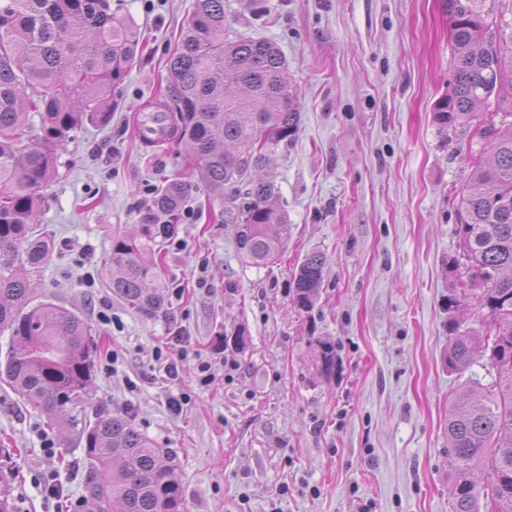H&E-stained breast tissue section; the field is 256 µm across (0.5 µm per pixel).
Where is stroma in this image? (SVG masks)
Instances as JSON below:
<instances>
[{
  "instance_id": "1",
  "label": "stroma",
  "mask_w": 512,
  "mask_h": 512,
  "mask_svg": "<svg viewBox=\"0 0 512 512\" xmlns=\"http://www.w3.org/2000/svg\"><path fill=\"white\" fill-rule=\"evenodd\" d=\"M194 6L123 0L141 51L112 91L111 124L84 125L57 151L36 218L54 249L35 300L89 324L91 405L176 454L186 512H452L448 404L493 377L484 353L462 372L445 363L451 323L479 331L486 313L474 289L448 308L452 277L467 275L452 263L473 133L436 119L453 81L444 0H265L258 15L224 0L226 31L276 42L297 90L299 132L270 162L284 247L274 263L244 261L226 198L192 190L163 249V307L148 316L113 296L105 258L113 237L137 231L160 178L191 172L185 144L144 146L137 126L166 92ZM315 252L324 282L306 312L293 275ZM177 329L212 362V384H199L195 361L175 380L156 362ZM319 338L336 347L328 379ZM182 393L172 415L166 403ZM1 446L19 512H83L82 443L69 426L48 430L3 381Z\"/></svg>"
}]
</instances>
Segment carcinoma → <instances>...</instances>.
I'll return each mask as SVG.
<instances>
[{
    "label": "carcinoma",
    "mask_w": 512,
    "mask_h": 512,
    "mask_svg": "<svg viewBox=\"0 0 512 512\" xmlns=\"http://www.w3.org/2000/svg\"><path fill=\"white\" fill-rule=\"evenodd\" d=\"M486 0H445L451 21L454 79L436 105L437 120L467 129L480 102L494 105L470 150L468 191L460 197L457 235L469 281L484 284L481 333L454 328L446 364L465 371L478 349L496 372L479 397L467 390L448 407V492L452 512H512V36H487ZM136 27L111 0H0V330L11 346L0 379L49 427L62 417L85 443L84 501L90 512H182L179 464L127 416L87 411L96 350L90 328L51 301L31 304L48 257L33 224L56 171L57 147L78 127L106 126L112 88L137 57ZM288 65L271 42L231 39L224 0H196L169 59L167 99L155 121L191 152L192 175L215 196H228L240 256L275 260L286 223L280 191L267 172L270 154L299 131ZM41 112L39 128L25 127ZM193 183L166 179L154 189L139 233L112 239L106 261L112 294L151 315L162 306L155 247L175 233ZM325 258L308 256L294 277L293 298L310 309L324 280ZM319 373L331 377L334 344L316 340ZM11 468H0V512H16Z\"/></svg>",
    "instance_id": "obj_1"
}]
</instances>
